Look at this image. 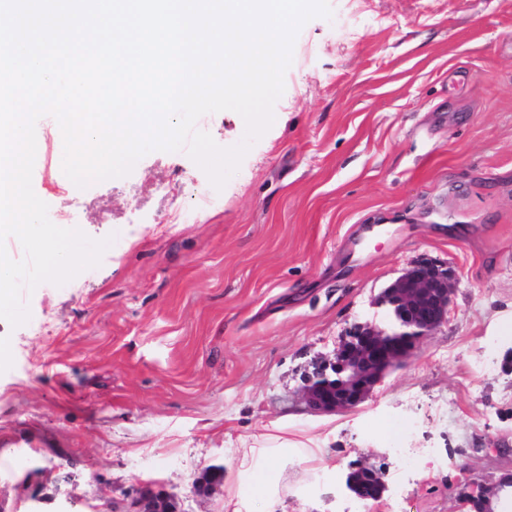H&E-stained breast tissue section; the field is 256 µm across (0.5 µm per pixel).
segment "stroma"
Returning a JSON list of instances; mask_svg holds the SVG:
<instances>
[{
  "instance_id": "35a3bbf8",
  "label": "stroma",
  "mask_w": 512,
  "mask_h": 512,
  "mask_svg": "<svg viewBox=\"0 0 512 512\" xmlns=\"http://www.w3.org/2000/svg\"><path fill=\"white\" fill-rule=\"evenodd\" d=\"M298 31L274 123L211 208L186 151L78 188L36 123L52 223L113 237L99 266L0 319V512H466L512 479V0H330ZM197 129L238 144L226 110ZM197 211L178 224L176 209ZM456 273L446 323L357 407L298 390L411 263ZM432 449L404 472L387 439ZM274 459L270 483L250 465ZM223 485L197 494L206 468ZM379 470L374 499L347 486ZM126 512H176V510L166 497L146 488L130 502Z\"/></svg>"
}]
</instances>
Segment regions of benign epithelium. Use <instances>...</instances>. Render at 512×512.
<instances>
[{"instance_id": "7a95c632", "label": "benign epithelium", "mask_w": 512, "mask_h": 512, "mask_svg": "<svg viewBox=\"0 0 512 512\" xmlns=\"http://www.w3.org/2000/svg\"><path fill=\"white\" fill-rule=\"evenodd\" d=\"M454 271L430 260L411 263L378 296L387 309L389 328L363 323L354 326L336 351L334 360L318 364L303 377L300 395L308 410L332 412L362 403L392 368L410 355L415 344L448 320ZM352 489L363 499L378 497L381 476L360 469L351 476ZM496 490H480L463 497V505L477 512H494ZM127 512H176L170 501L146 488L127 507Z\"/></svg>"}]
</instances>
